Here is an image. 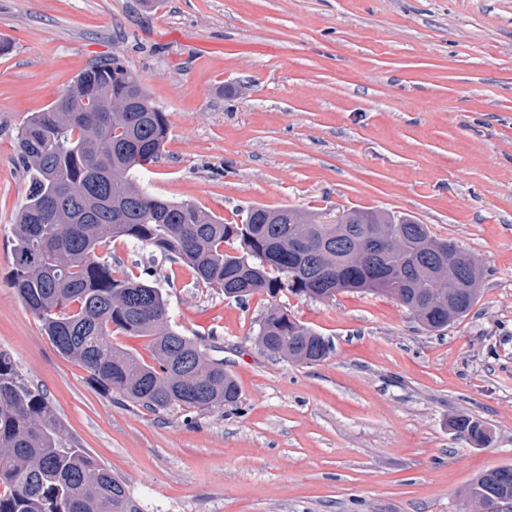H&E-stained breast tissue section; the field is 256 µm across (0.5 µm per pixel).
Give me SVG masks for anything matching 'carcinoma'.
Here are the masks:
<instances>
[{"label": "carcinoma", "instance_id": "carcinoma-1", "mask_svg": "<svg viewBox=\"0 0 512 512\" xmlns=\"http://www.w3.org/2000/svg\"><path fill=\"white\" fill-rule=\"evenodd\" d=\"M166 112L139 76L119 63H97L79 74L47 110L17 134L18 157L30 181L14 235L12 288L57 352L79 362L92 381L151 411L173 405L209 410L238 399L224 361L171 325L161 290L98 256L122 238L178 259L227 298L287 291L308 299L370 292L404 306L427 331L465 317L479 288L448 317L452 278L438 272L436 253L448 241L425 224L355 210L347 224H319L291 207H253L239 224L193 204L156 196L136 173L158 158L168 138ZM394 233L377 258L365 237ZM303 241L306 249L294 250ZM457 265L482 282L486 270L456 249ZM122 332L149 338L150 361L112 342ZM256 344L283 359L326 358L318 333L272 306L258 322ZM455 433L475 444L488 434L470 417L453 419ZM484 512L512 496V466L479 475L467 490ZM0 512H141L124 483L86 449L63 438L45 397L28 385L0 351Z\"/></svg>", "mask_w": 512, "mask_h": 512}]
</instances>
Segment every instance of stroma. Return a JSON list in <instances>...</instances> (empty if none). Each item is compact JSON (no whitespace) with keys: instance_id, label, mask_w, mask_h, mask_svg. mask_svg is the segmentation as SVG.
<instances>
[{"instance_id":"35a3bbf8","label":"stroma","mask_w":512,"mask_h":512,"mask_svg":"<svg viewBox=\"0 0 512 512\" xmlns=\"http://www.w3.org/2000/svg\"><path fill=\"white\" fill-rule=\"evenodd\" d=\"M0 37V350L142 512H481L471 481L512 465V0H0ZM112 58L167 114L139 175L153 194L233 224L252 207L412 216L487 269L473 310L430 333L364 292L241 304L168 262L152 281L171 323L238 402L152 412L107 393L11 276L17 133ZM273 304L325 337L324 360L256 345ZM450 426L454 428L459 437L475 444H484L488 440V434L483 424L470 417H457L451 421Z\"/></svg>"}]
</instances>
